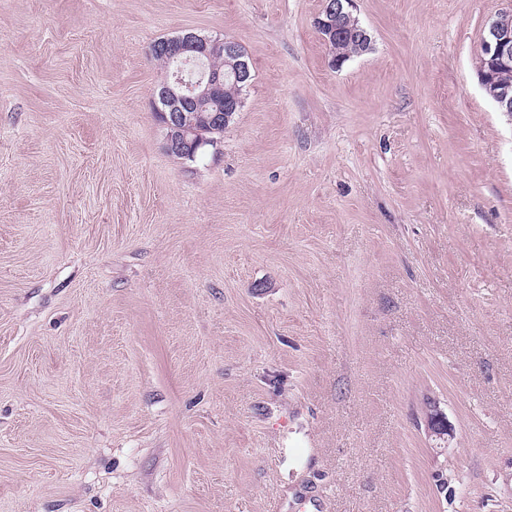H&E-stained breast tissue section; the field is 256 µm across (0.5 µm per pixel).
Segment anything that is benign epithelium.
<instances>
[{
    "mask_svg": "<svg viewBox=\"0 0 512 512\" xmlns=\"http://www.w3.org/2000/svg\"><path fill=\"white\" fill-rule=\"evenodd\" d=\"M354 0H324L314 19V27L331 53L333 66L344 59L335 54L340 40L356 43L359 52L369 50L370 36L354 15ZM151 56H163L173 69L154 95V112L166 129L165 149L183 161H196L208 146L214 147L219 137L205 135L202 124L217 128L227 126L233 113L243 105L242 96L219 104L224 95V82L233 81L243 90L253 79L249 60L239 44L224 37H211L196 32L164 38L150 48ZM484 65L479 80L485 94L498 109L512 115V87L499 79L500 73L512 68V7L498 12L487 23L480 44ZM223 57L230 66L223 74L207 67L215 57Z\"/></svg>",
    "mask_w": 512,
    "mask_h": 512,
    "instance_id": "benign-epithelium-1",
    "label": "benign epithelium"
}]
</instances>
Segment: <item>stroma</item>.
I'll list each match as a JSON object with an SVG mask.
<instances>
[{
    "label": "stroma",
    "mask_w": 512,
    "mask_h": 512,
    "mask_svg": "<svg viewBox=\"0 0 512 512\" xmlns=\"http://www.w3.org/2000/svg\"><path fill=\"white\" fill-rule=\"evenodd\" d=\"M0 0V512H512V0ZM247 52L165 150L149 56ZM451 428L429 436L427 402ZM353 2L354 0H325L322 10L314 19V27L328 47L332 65L335 67L345 62L343 58L336 57L335 52L352 57L358 55L354 43L359 54L368 51L370 47V36L352 11ZM342 39L349 42H338ZM480 55L484 60L478 74L482 89L501 112L512 115V70H509L512 68V7L501 10L489 20L481 40ZM150 54L165 57L173 66L153 101L154 112L166 129L165 149L180 160L194 162L207 146L216 147L221 135H204L198 126L226 128L233 113L241 109L242 91L253 79L249 60L236 41L196 32L158 40ZM215 57L212 66L216 71L207 67ZM224 60L230 66L225 74L221 73ZM189 64L194 69L187 71L184 67ZM227 80L233 81L240 94L226 100L223 107L219 104L223 95L229 99L236 93Z\"/></svg>",
    "instance_id": "stroma-1"
}]
</instances>
